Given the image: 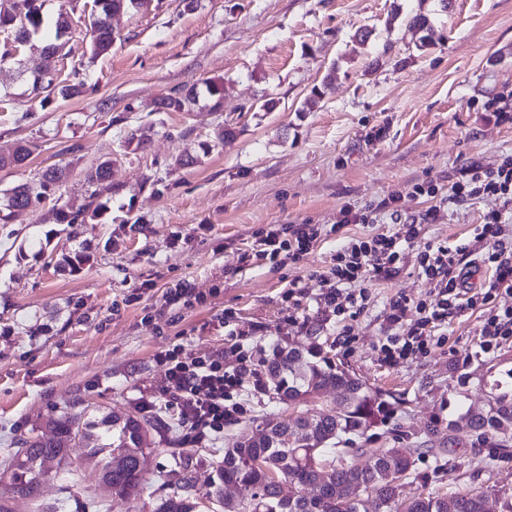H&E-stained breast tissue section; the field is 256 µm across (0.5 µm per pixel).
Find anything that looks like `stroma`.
Instances as JSON below:
<instances>
[{"label": "stroma", "instance_id": "1", "mask_svg": "<svg viewBox=\"0 0 512 512\" xmlns=\"http://www.w3.org/2000/svg\"><path fill=\"white\" fill-rule=\"evenodd\" d=\"M93 0H46L44 12L71 15L59 79H82L89 92L41 103L27 79L0 64V155L33 143L28 160L0 168V190L67 168L58 194L10 224L0 223V448L40 434L44 420L73 403L124 412L141 407L164 382L159 355L174 346L192 354L223 352L231 369L254 365L274 349L321 346L392 404L385 423L360 444L418 452L419 486L512 496V456L467 431L449 432V411L487 407L495 382L512 381V336L484 352L490 310L512 306V293L476 304L439 328L427 353L391 366L381 359L389 301L404 297V329L433 285L419 272L427 242L460 251L462 266L493 251L479 239L495 196L441 208L387 278L363 283L366 305L336 315L322 299L321 277L349 237L391 230L342 225L346 205L394 197L402 216L430 209L420 185H451L473 164L512 155V0H151L112 19L110 52L91 58L87 26ZM427 15L424 47L407 19ZM370 30L361 39V30ZM193 80L224 87L187 112H159L156 101ZM234 132L218 142L220 128ZM145 133L140 147L130 134ZM192 165H176L180 155ZM112 163L103 214L86 224H58L54 204L79 208L92 191L93 164ZM275 224H315L323 235L298 261L253 256ZM189 281L204 304L173 311L166 291ZM300 295L288 297L290 285ZM234 398L246 412L215 439L191 447L198 492L245 423L287 405L244 378ZM182 429L154 435L156 451L141 498L111 496L98 472L60 471L38 499L14 496L12 512L64 503V512H153L172 485L169 449Z\"/></svg>", "mask_w": 512, "mask_h": 512}]
</instances>
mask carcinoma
<instances>
[{
  "label": "carcinoma",
  "instance_id": "obj_1",
  "mask_svg": "<svg viewBox=\"0 0 512 512\" xmlns=\"http://www.w3.org/2000/svg\"><path fill=\"white\" fill-rule=\"evenodd\" d=\"M46 0H0V30L14 33L15 43L27 45L40 35L42 58L55 62L62 56L71 32L69 13L61 10L52 20L43 8ZM150 0H94L90 14L92 34L90 54L97 58L107 54L115 41L112 16L122 11H139ZM34 96L50 91L63 97L82 93L85 83H44L30 80ZM198 85L187 84L162 98L159 108L184 112L197 102ZM31 155L30 145L20 142L14 152L0 156V167L18 166ZM64 167L45 170L33 183L15 185L0 193V220L8 224L30 208L49 199L67 177ZM94 190L84 209L67 206L55 210L58 224H84L87 217L102 214L99 201L104 191H112V162L102 161L85 173ZM267 374L277 377L276 398L298 409L291 421L304 429L301 436H291L272 424L269 414L255 426L246 427L234 447L224 449V457L215 463V477L205 498L215 512H370L375 504L386 512H512V501L484 491L437 493L421 492L402 495L411 482L415 459L398 448H334L332 441L360 437L389 416L390 404L383 394L366 386L359 378L340 371L322 349L303 352L296 348L278 349L265 361ZM336 390L350 399L339 413H319L310 404L322 391ZM496 394L489 400L485 415L470 412L448 420V430L464 422L479 435L498 438V448L512 446V386L495 383ZM50 435L21 436L13 447L0 448V512H10L7 494L19 493L38 498L43 477L52 469L71 474L85 466L98 470L102 483L111 493L124 499L139 498L144 489V475L152 454L153 433L169 429L157 414L139 411L124 413L99 406H85L78 413L63 412L47 420ZM80 443L83 456L74 461L69 445ZM174 467L158 478L175 481V489L156 506L155 512H195L198 492L189 458L179 448L167 449ZM364 458L360 464L347 461L349 454ZM288 484L292 493L281 495V485ZM244 487L251 491L249 502L233 501L224 496L227 487Z\"/></svg>",
  "mask_w": 512,
  "mask_h": 512
}]
</instances>
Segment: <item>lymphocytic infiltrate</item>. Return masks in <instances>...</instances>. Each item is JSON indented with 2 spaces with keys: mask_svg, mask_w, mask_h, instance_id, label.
<instances>
[{
  "mask_svg": "<svg viewBox=\"0 0 512 512\" xmlns=\"http://www.w3.org/2000/svg\"><path fill=\"white\" fill-rule=\"evenodd\" d=\"M422 192L435 199L437 207L483 195L502 198V211L486 215L481 228L482 237L498 239L499 246L482 257L481 263L492 269L487 282L489 292L511 290L512 245L501 243L500 238L505 226L512 223V156L493 166H470L462 179L449 187L430 183ZM435 217V210H431L423 219L396 222L393 232L347 240L324 278L325 304L337 314H344L341 299L348 286L368 277L390 276L403 256L405 245L414 242L424 222ZM321 234V229L313 224H284L271 228L260 239L259 252L272 259L283 255L294 261L306 254ZM418 264L420 274L434 283L435 297L430 303L419 305V318L406 336L391 338L381 346L380 351L390 364L426 350L435 330L447 325L449 319L467 307L463 300L465 276L458 268L455 250L441 244H427L418 255ZM160 360L166 371L158 400L177 415L185 443L196 445L223 434L225 421L244 414V406L233 399L243 369L225 368L223 354L196 356L176 347L161 354Z\"/></svg>",
  "mask_w": 512,
  "mask_h": 512,
  "instance_id": "f902f5d3",
  "label": "lymphocytic infiltrate"
}]
</instances>
